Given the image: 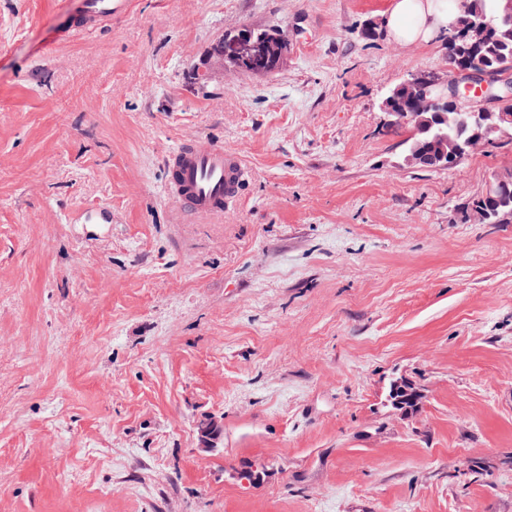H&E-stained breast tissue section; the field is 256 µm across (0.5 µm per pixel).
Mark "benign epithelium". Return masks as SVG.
I'll list each match as a JSON object with an SVG mask.
<instances>
[{"instance_id":"obj_1","label":"benign epithelium","mask_w":512,"mask_h":512,"mask_svg":"<svg viewBox=\"0 0 512 512\" xmlns=\"http://www.w3.org/2000/svg\"><path fill=\"white\" fill-rule=\"evenodd\" d=\"M249 30L250 27L246 26L236 37L224 42L221 52L224 61L234 66L244 61L247 51L252 47ZM488 32L489 26L483 20H469L452 43V53L464 58L465 64L448 67L443 78L434 71H420L411 74L401 83L411 103L444 102L456 113L457 125L478 128V131L464 139L445 136L440 140L438 160L446 167H455L475 150L491 145L489 135L494 132H501L503 138L512 136L500 126L502 122L511 121L512 116L498 111L501 103L512 101V72L488 68L474 61L475 54L487 40ZM383 110L391 125H416L425 120L422 112L394 111L388 97L384 98ZM488 204L504 208L512 206L511 171L494 176L477 204L463 215V220L486 221L491 214L486 209ZM217 425L218 421L212 417L197 423L201 448L212 451L220 447L222 433Z\"/></svg>"}]
</instances>
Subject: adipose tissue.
I'll use <instances>...</instances> for the list:
<instances>
[{
    "label": "adipose tissue",
    "mask_w": 512,
    "mask_h": 512,
    "mask_svg": "<svg viewBox=\"0 0 512 512\" xmlns=\"http://www.w3.org/2000/svg\"><path fill=\"white\" fill-rule=\"evenodd\" d=\"M452 17L448 0H392L388 32L401 46L446 37Z\"/></svg>",
    "instance_id": "1"
}]
</instances>
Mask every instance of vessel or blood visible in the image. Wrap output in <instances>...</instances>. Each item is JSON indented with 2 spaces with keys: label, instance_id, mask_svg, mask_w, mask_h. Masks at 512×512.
Instances as JSON below:
<instances>
[{
  "label": "vessel or blood",
  "instance_id": "obj_1",
  "mask_svg": "<svg viewBox=\"0 0 512 512\" xmlns=\"http://www.w3.org/2000/svg\"><path fill=\"white\" fill-rule=\"evenodd\" d=\"M129 0H85L83 11L61 34L71 39L91 32L124 14ZM247 174L242 157L209 141L179 144L168 159L166 189L185 213L214 216L235 200Z\"/></svg>",
  "mask_w": 512,
  "mask_h": 512
}]
</instances>
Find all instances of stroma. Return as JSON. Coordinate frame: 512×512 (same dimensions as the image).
<instances>
[{
	"label": "stroma",
	"instance_id": "obj_1",
	"mask_svg": "<svg viewBox=\"0 0 512 512\" xmlns=\"http://www.w3.org/2000/svg\"><path fill=\"white\" fill-rule=\"evenodd\" d=\"M389 4L130 0L64 42L82 0H0V512H512V224L456 219L512 142L405 164L381 102L448 49ZM245 26L278 69L212 57ZM192 140L250 170L223 217L164 192ZM219 422L215 418H204L197 423L200 447L207 451L220 448L222 433L217 429Z\"/></svg>",
	"mask_w": 512,
	"mask_h": 512
}]
</instances>
